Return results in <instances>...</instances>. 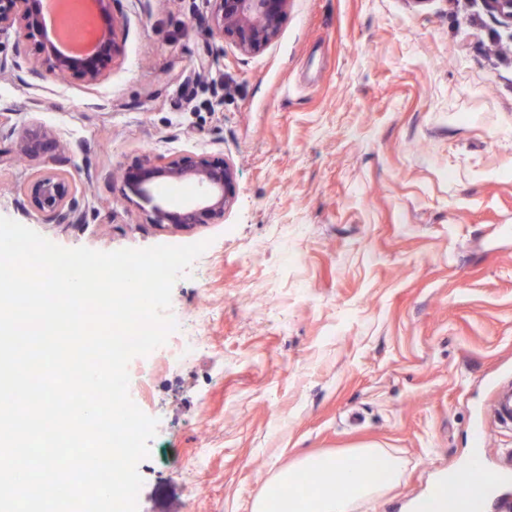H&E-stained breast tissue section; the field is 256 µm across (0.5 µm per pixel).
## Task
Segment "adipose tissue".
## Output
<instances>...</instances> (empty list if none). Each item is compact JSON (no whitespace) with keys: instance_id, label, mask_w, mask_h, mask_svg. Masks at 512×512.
Instances as JSON below:
<instances>
[{"instance_id":"1","label":"adipose tissue","mask_w":512,"mask_h":512,"mask_svg":"<svg viewBox=\"0 0 512 512\" xmlns=\"http://www.w3.org/2000/svg\"><path fill=\"white\" fill-rule=\"evenodd\" d=\"M404 469L401 458L371 446L306 455L278 472L251 512H354L400 483Z\"/></svg>"}]
</instances>
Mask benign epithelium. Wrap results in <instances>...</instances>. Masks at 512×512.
Here are the masks:
<instances>
[{"label": "benign epithelium", "instance_id": "obj_1", "mask_svg": "<svg viewBox=\"0 0 512 512\" xmlns=\"http://www.w3.org/2000/svg\"><path fill=\"white\" fill-rule=\"evenodd\" d=\"M99 19L94 49L84 55H66L56 46L44 25V0H0V32L15 29L18 36L39 35L36 61L29 73L39 76L45 70L55 75H74L88 83L99 80L104 66L121 53L126 23L114 12V0H93ZM209 34L228 40L243 54L260 51L278 35L289 0H209ZM500 24L512 27V0H485ZM60 148L53 131L28 128L15 142L12 158H34ZM193 179L200 187L196 200L173 206L158 191L162 182ZM236 169L222 157L184 154L167 161L149 155L137 159L120 174L122 194L132 204L151 206L152 223L174 230L198 224H219L235 197ZM28 205L58 224L83 222L81 206L71 177L63 171H46L25 188Z\"/></svg>", "mask_w": 512, "mask_h": 512}]
</instances>
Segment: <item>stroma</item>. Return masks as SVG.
<instances>
[{"mask_svg": "<svg viewBox=\"0 0 512 512\" xmlns=\"http://www.w3.org/2000/svg\"><path fill=\"white\" fill-rule=\"evenodd\" d=\"M122 53L97 83L0 72V150L24 128L68 150L0 164V216L64 247L207 241L172 291L138 407L157 418L138 512H250L306 454L376 445L406 471L357 512H408L512 429V28L483 0H289L253 54L205 36L208 0H118ZM225 157L223 223L173 231L120 191L141 155ZM69 172L86 221L23 205ZM208 317V310L206 307H202L199 313V328L196 334L191 336H184L179 340L174 341L169 345L168 352L178 358H184L193 353L200 343L203 341L205 336H201L204 324ZM491 413L495 422L512 428V385H503L496 390Z\"/></svg>", "mask_w": 512, "mask_h": 512, "instance_id": "stroma-1", "label": "stroma"}]
</instances>
